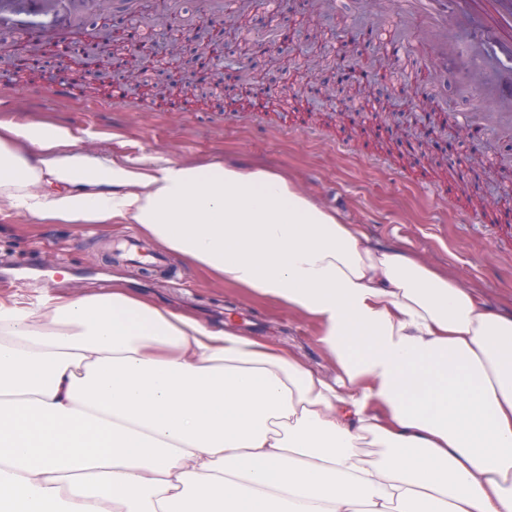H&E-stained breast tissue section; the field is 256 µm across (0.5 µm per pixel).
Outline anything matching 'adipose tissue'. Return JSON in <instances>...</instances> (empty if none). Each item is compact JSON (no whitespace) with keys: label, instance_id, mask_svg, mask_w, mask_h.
Here are the masks:
<instances>
[{"label":"adipose tissue","instance_id":"obj_1","mask_svg":"<svg viewBox=\"0 0 512 512\" xmlns=\"http://www.w3.org/2000/svg\"><path fill=\"white\" fill-rule=\"evenodd\" d=\"M0 208L139 224L312 320L336 367L118 283L0 300V512H512V318L283 177L13 127Z\"/></svg>","mask_w":512,"mask_h":512}]
</instances>
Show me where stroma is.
<instances>
[{
	"label": "stroma",
	"instance_id": "stroma-1",
	"mask_svg": "<svg viewBox=\"0 0 512 512\" xmlns=\"http://www.w3.org/2000/svg\"><path fill=\"white\" fill-rule=\"evenodd\" d=\"M276 23L294 28L310 22L333 63L356 64L369 82L391 92L384 112H402L403 129L418 132L426 123L411 107L415 92L434 82L432 46L422 27L401 14L389 24L412 54L408 68L392 57L371 33L353 28L344 9L312 10L309 0H280ZM325 68L322 76L333 80ZM190 57H160L149 84L131 94L140 110L115 111L112 98L84 94L76 101L51 97L42 79L0 84V130L14 126L60 127L70 131L87 155L137 164L167 159L206 165L241 160L263 168L312 196L342 222L361 225L376 245L396 249L438 273L457 280L487 306L512 315V223L484 220L482 199L492 197L512 208V138L467 132L454 89L439 95V136L429 151H408L375 122L359 123L344 108L355 101L345 92L321 104L301 102L269 113L256 124L244 89L233 94L211 88L207 97L172 92L153 98L155 86L168 85L180 72L194 70ZM453 182L462 192L446 203L435 185ZM127 221L87 233L71 224L42 220L22 210H0V297L29 293L20 281L24 267L42 269L54 291L102 288L95 269L105 266L106 244L138 233ZM175 275L150 278L146 269L119 271L125 288L158 305L191 315L215 327L243 331L255 322L253 337L293 354L315 371L330 375L334 366L318 343L315 327L301 313L268 297L220 281L170 256Z\"/></svg>",
	"mask_w": 512,
	"mask_h": 512
}]
</instances>
